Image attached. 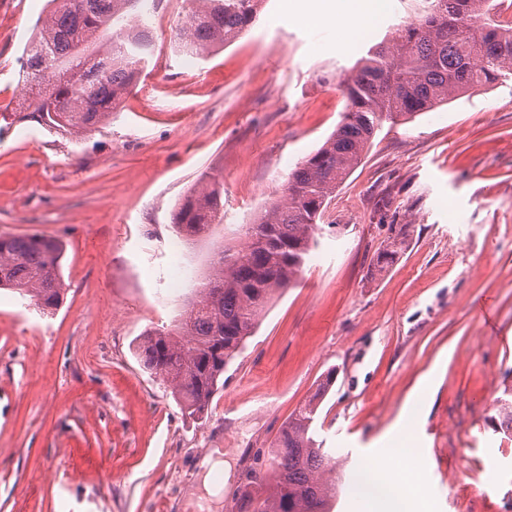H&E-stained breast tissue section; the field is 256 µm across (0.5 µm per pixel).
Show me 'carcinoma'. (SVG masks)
Returning a JSON list of instances; mask_svg holds the SVG:
<instances>
[{"instance_id": "carcinoma-1", "label": "carcinoma", "mask_w": 512, "mask_h": 512, "mask_svg": "<svg viewBox=\"0 0 512 512\" xmlns=\"http://www.w3.org/2000/svg\"><path fill=\"white\" fill-rule=\"evenodd\" d=\"M174 30V53L206 58L254 22L263 0H195ZM139 0H48L25 47V77L47 91L22 120L79 138L112 116L153 55ZM494 0H425L421 19L371 46L344 81L347 111L319 149L288 175L283 198L248 225L241 248L209 263L196 298L170 330L146 332L140 355L162 377L187 416L200 418L219 389L224 367L242 350L272 297L296 286L318 247L326 202L360 162L385 122H410L469 89L512 80V23L493 19ZM224 221V184L207 172L171 213L175 231L193 239ZM407 243L399 229L372 260L385 272ZM62 245L38 235L0 237V288L47 309L65 292ZM318 391L283 424L269 464L251 469L232 512H327L336 486L332 457L312 426L332 386ZM495 431L512 434V388L496 399Z\"/></svg>"}]
</instances>
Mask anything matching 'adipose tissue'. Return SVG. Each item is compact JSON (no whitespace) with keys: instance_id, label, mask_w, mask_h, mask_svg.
Listing matches in <instances>:
<instances>
[{"instance_id":"1","label":"adipose tissue","mask_w":512,"mask_h":512,"mask_svg":"<svg viewBox=\"0 0 512 512\" xmlns=\"http://www.w3.org/2000/svg\"><path fill=\"white\" fill-rule=\"evenodd\" d=\"M386 8L385 0H306L301 12L334 23L339 47L348 50L364 30L378 23ZM353 486L367 512H418L426 487L420 444L410 426L400 425L396 439L360 465Z\"/></svg>"}]
</instances>
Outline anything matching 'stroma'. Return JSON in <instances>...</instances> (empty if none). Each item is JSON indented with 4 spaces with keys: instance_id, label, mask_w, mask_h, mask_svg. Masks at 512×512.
<instances>
[{
    "instance_id": "stroma-1",
    "label": "stroma",
    "mask_w": 512,
    "mask_h": 512,
    "mask_svg": "<svg viewBox=\"0 0 512 512\" xmlns=\"http://www.w3.org/2000/svg\"><path fill=\"white\" fill-rule=\"evenodd\" d=\"M47 0H0V236L63 243L56 311L0 289V512H194L201 459L233 497L327 372L317 437L344 457L330 512H363L352 474L398 418L425 443L424 512H512V438L490 394L512 386V82L476 87L407 123H384L329 201L296 287L269 305L204 417L183 416L137 357L171 328L214 249L279 200L335 130L343 81L422 0L395 7L350 51L295 0L205 60L173 53L179 0H160L155 51L109 125L74 139L18 118L21 56ZM224 182V221L187 241L195 281L169 293L170 213L203 173ZM407 243L369 264L396 228ZM432 379L428 399L411 394ZM498 476L488 481V465ZM406 243V232L404 228H400L395 235L389 238L386 246L376 253L370 265V276L375 277L385 272L394 263ZM215 452L218 454L216 457H214L213 454H210L200 461L199 469L204 473V486L208 495L213 498H218L222 487L214 485L211 482V476L216 472H222L223 480L226 482L229 477V473L224 469V460L221 459L219 450L216 449Z\"/></svg>"
}]
</instances>
